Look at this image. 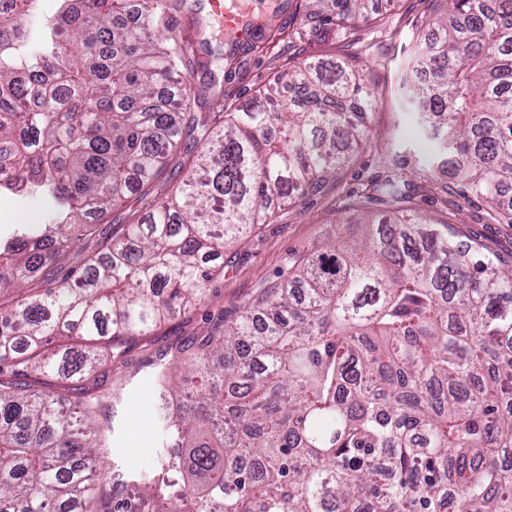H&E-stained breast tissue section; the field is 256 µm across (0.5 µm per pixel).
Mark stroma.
Masks as SVG:
<instances>
[{
	"label": "stroma",
	"mask_w": 512,
	"mask_h": 512,
	"mask_svg": "<svg viewBox=\"0 0 512 512\" xmlns=\"http://www.w3.org/2000/svg\"><path fill=\"white\" fill-rule=\"evenodd\" d=\"M445 7V0H395L389 21L361 28L357 33L360 44L353 50L338 39L311 40L313 20L296 16L288 0H244L242 20L251 27L272 19L285 30L300 31L302 39L290 52L294 63L353 55L379 98L368 113L370 139L321 192L279 211L273 223L261 225L243 244L225 250L224 275L212 282L209 302L129 341L126 362L112 376L116 398L106 438L107 460L114 468L125 474H147L155 466L164 440L153 410L154 372L160 355L176 341L199 335L217 318L232 322L265 281L285 269L293 255L313 251L331 225L342 218L349 202L389 170L408 176L413 186L412 206L421 215L452 224L483 243L488 253L512 255V224L498 223L485 199L463 185L450 184L447 175L430 171L425 161L428 145L404 110L401 78L420 44L435 32V21ZM203 33L217 36L224 54L241 65L236 78L225 84V94L241 104H252L257 90L281 63L277 53L252 55L244 44L233 43L223 24L210 15L204 20ZM41 216L38 196L0 198L1 234H10L16 225Z\"/></svg>",
	"instance_id": "obj_1"
}]
</instances>
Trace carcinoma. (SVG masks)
I'll list each match as a JSON object with an SVG mask.
<instances>
[{
  "instance_id": "1",
  "label": "carcinoma",
  "mask_w": 512,
  "mask_h": 512,
  "mask_svg": "<svg viewBox=\"0 0 512 512\" xmlns=\"http://www.w3.org/2000/svg\"><path fill=\"white\" fill-rule=\"evenodd\" d=\"M57 2L40 22L37 0H0V194L46 202L0 238V512H512V262L420 216L395 175L348 205L345 241L160 358L165 451L147 479L108 470L125 341L203 304L227 247L341 169L367 139L346 104L374 93L319 59L229 104L188 0H139L133 24L119 0ZM446 6L409 119L428 166L512 224V0ZM296 11L350 46L385 18L377 0ZM180 146L184 178L155 199ZM130 192L146 211L96 238ZM93 238L66 286L42 277ZM46 374L65 393L36 389Z\"/></svg>"
}]
</instances>
